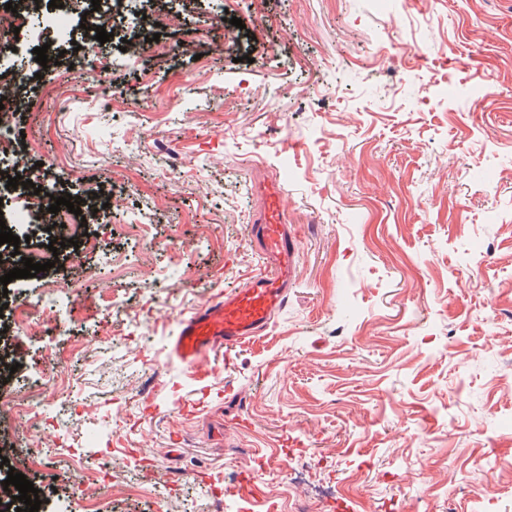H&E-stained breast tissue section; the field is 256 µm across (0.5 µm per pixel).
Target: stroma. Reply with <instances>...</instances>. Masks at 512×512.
<instances>
[{"label": "stroma", "instance_id": "1", "mask_svg": "<svg viewBox=\"0 0 512 512\" xmlns=\"http://www.w3.org/2000/svg\"><path fill=\"white\" fill-rule=\"evenodd\" d=\"M149 8L102 4L113 70L66 51L11 120L15 158L100 205L98 247L0 310V400L58 388L33 406L44 432L0 410L40 512H240L239 475L256 512H512V0H169L168 52L121 51ZM271 174L296 283L193 413L169 342L259 273Z\"/></svg>", "mask_w": 512, "mask_h": 512}]
</instances>
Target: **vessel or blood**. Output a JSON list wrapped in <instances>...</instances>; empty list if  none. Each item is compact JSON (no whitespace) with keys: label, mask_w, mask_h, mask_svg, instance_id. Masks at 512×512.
I'll list each match as a JSON object with an SVG mask.
<instances>
[{"label":"vessel or blood","mask_w":512,"mask_h":512,"mask_svg":"<svg viewBox=\"0 0 512 512\" xmlns=\"http://www.w3.org/2000/svg\"><path fill=\"white\" fill-rule=\"evenodd\" d=\"M261 205L251 220L252 240L263 267L245 287L210 298L180 321L170 352L194 381L210 376L214 357L264 333L288 301L296 269L295 235L288 224L287 201L278 178L261 182Z\"/></svg>","instance_id":"vessel-or-blood-1"}]
</instances>
